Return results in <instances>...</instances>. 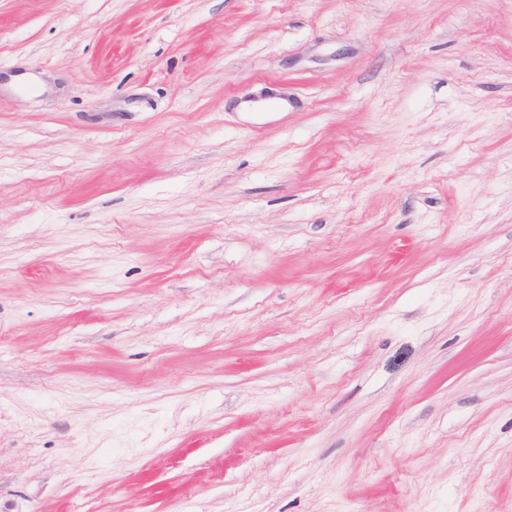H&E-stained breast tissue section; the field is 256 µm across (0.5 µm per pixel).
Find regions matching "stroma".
Segmentation results:
<instances>
[{"label":"stroma","instance_id":"obj_1","mask_svg":"<svg viewBox=\"0 0 512 512\" xmlns=\"http://www.w3.org/2000/svg\"><path fill=\"white\" fill-rule=\"evenodd\" d=\"M0 512H512V0H0Z\"/></svg>","mask_w":512,"mask_h":512}]
</instances>
